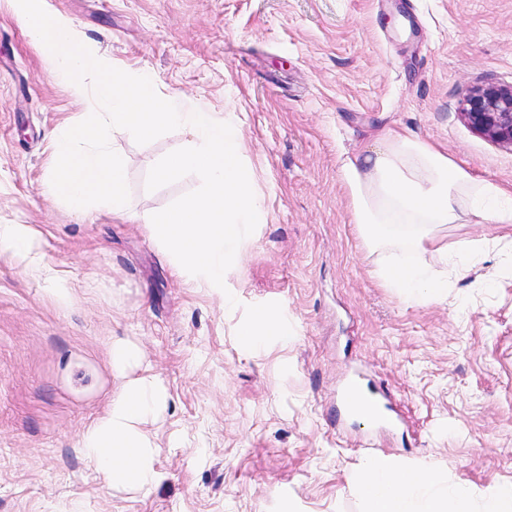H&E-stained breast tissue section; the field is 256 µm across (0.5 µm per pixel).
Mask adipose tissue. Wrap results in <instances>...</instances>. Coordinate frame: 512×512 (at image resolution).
<instances>
[{"instance_id": "ef3b65f1", "label": "adipose tissue", "mask_w": 512, "mask_h": 512, "mask_svg": "<svg viewBox=\"0 0 512 512\" xmlns=\"http://www.w3.org/2000/svg\"><path fill=\"white\" fill-rule=\"evenodd\" d=\"M342 181L353 221L371 251L382 260L374 274L406 299L433 303L448 284L434 268L448 261L441 232L450 224H512V196L475 179L432 144L414 135L387 133L378 148L360 160L344 162ZM139 359L135 346L115 341L112 367L124 380L103 418L80 442L109 484L151 486L152 457L138 426L165 404L164 389L147 378H127ZM360 488L363 512H512V485L498 486L474 500L469 488H447L422 470L371 461Z\"/></svg>"}]
</instances>
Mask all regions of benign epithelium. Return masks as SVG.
<instances>
[{"mask_svg":"<svg viewBox=\"0 0 512 512\" xmlns=\"http://www.w3.org/2000/svg\"><path fill=\"white\" fill-rule=\"evenodd\" d=\"M462 116L478 134L512 147V85L469 89L464 97Z\"/></svg>","mask_w":512,"mask_h":512,"instance_id":"benign-epithelium-1","label":"benign epithelium"}]
</instances>
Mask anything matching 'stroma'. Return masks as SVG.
I'll return each mask as SVG.
<instances>
[{
	"mask_svg": "<svg viewBox=\"0 0 512 512\" xmlns=\"http://www.w3.org/2000/svg\"><path fill=\"white\" fill-rule=\"evenodd\" d=\"M111 66L234 112L264 208L224 276L199 287L149 225L79 214L52 192L49 134L85 107L46 71L0 0V512H362L365 462L387 459L475 494L512 484V224L448 225L449 254L485 256L447 298L404 300L374 276L340 168L380 132H410L512 194V148L461 116L468 89L512 84V0H42ZM115 134L129 211L152 214L196 175L147 191L182 148ZM266 313L260 339L242 325ZM135 343L165 389L140 424L147 489L112 486L79 450ZM357 378L393 397L389 422L349 414ZM5 243L13 250L26 253L34 248L35 238L24 224H0V244Z\"/></svg>",
	"mask_w": 512,
	"mask_h": 512,
	"instance_id": "1",
	"label": "stroma"
}]
</instances>
